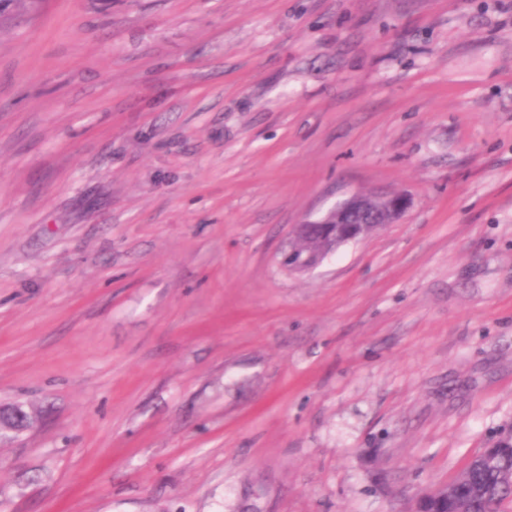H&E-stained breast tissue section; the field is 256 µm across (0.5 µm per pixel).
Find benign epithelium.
Listing matches in <instances>:
<instances>
[{
  "mask_svg": "<svg viewBox=\"0 0 512 512\" xmlns=\"http://www.w3.org/2000/svg\"><path fill=\"white\" fill-rule=\"evenodd\" d=\"M409 207V199L404 194L380 193L376 196L354 195L323 219L318 221L323 249L316 255L304 260L296 258L293 249L283 256V265L292 272H308L320 265L336 248L349 242L365 238L374 228L382 224L398 221ZM27 404L13 402L10 415L15 430L7 434L0 432V441L16 438L33 428L26 419Z\"/></svg>",
  "mask_w": 512,
  "mask_h": 512,
  "instance_id": "obj_1",
  "label": "benign epithelium"
}]
</instances>
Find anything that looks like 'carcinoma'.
Listing matches in <instances>:
<instances>
[{
    "label": "carcinoma",
    "mask_w": 512,
    "mask_h": 512,
    "mask_svg": "<svg viewBox=\"0 0 512 512\" xmlns=\"http://www.w3.org/2000/svg\"><path fill=\"white\" fill-rule=\"evenodd\" d=\"M320 238L314 234H302L293 243L299 255H305L319 246ZM512 438L501 441L499 451L493 457L479 453L466 467L448 482V500L438 498L436 508L450 512H505V505L512 504Z\"/></svg>",
    "instance_id": "1"
}]
</instances>
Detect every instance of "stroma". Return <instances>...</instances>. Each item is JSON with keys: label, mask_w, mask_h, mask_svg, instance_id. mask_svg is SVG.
I'll return each mask as SVG.
<instances>
[{"label": "stroma", "mask_w": 512, "mask_h": 512, "mask_svg": "<svg viewBox=\"0 0 512 512\" xmlns=\"http://www.w3.org/2000/svg\"><path fill=\"white\" fill-rule=\"evenodd\" d=\"M395 192L311 272L294 225ZM0 512H411L512 432V0L0 15ZM28 405L25 402H13L10 404V409L8 411L7 408H3L1 411L2 415H7L10 412L11 417L13 418V423L15 425V430L10 434H6L3 430L0 432V442L3 439H12L16 438L27 430L35 427L37 424L33 425L35 421L31 424L28 423L26 419V408Z\"/></svg>", "instance_id": "stroma-1"}]
</instances>
